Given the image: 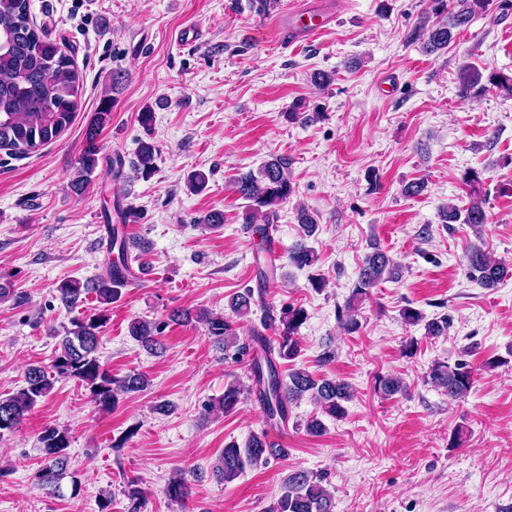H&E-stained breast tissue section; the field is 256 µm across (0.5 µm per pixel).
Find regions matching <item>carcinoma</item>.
Wrapping results in <instances>:
<instances>
[{
  "mask_svg": "<svg viewBox=\"0 0 512 512\" xmlns=\"http://www.w3.org/2000/svg\"><path fill=\"white\" fill-rule=\"evenodd\" d=\"M431 14L439 21L430 25L424 20L419 25L418 36L424 48L434 52L448 47L455 32L465 27L478 14L502 13L512 9V0H430ZM83 78L71 55L63 46L53 42L39 32L30 19L29 0H0V150L16 158L36 152L52 142L73 121L79 107ZM502 96L512 97V74L482 71L465 65L458 74V93L464 98L475 97L489 89ZM111 107L103 104L87 132V145L79 159L77 175L71 182L72 190L84 192L88 177L99 162L100 148L96 144L97 130L108 123ZM154 145L139 144L134 172L147 179L155 172ZM236 191L240 198L248 201L244 223L254 226L253 233L264 241L279 217L282 205L288 203L295 188L288 172V159L278 157L266 162L258 172H248L236 180ZM475 228L486 223L483 201H472L466 213L456 206H446L441 211L444 224L459 220ZM297 221L304 236L315 234L317 220L303 207L297 210ZM111 247L121 253L120 261L111 262L105 271L86 284L76 280L63 281L57 287L61 303L68 309L79 307L93 295L99 304L98 313L75 317L70 326L64 328L56 355L51 365L28 366L24 372V386L12 394L0 396V437L19 430L31 411L54 387L55 382L72 379L88 390L90 402L103 412H109L119 396L138 393L148 385L144 373H131L117 378L105 368L98 356L102 333L108 323L107 311L121 296L122 289L131 285L130 272L125 256L129 244L123 238L119 224L109 228ZM359 266L350 295L338 308V322L342 329L352 334L359 330L358 307L370 290L384 280L399 277L396 262L378 244L370 245ZM465 257L470 277L485 288H495L512 269L492 257L480 246L471 245ZM288 263L305 268L317 261L315 251L303 243L295 244L287 255ZM258 266L260 288H246L234 294L227 304L230 314L200 311L192 314L188 310L172 309L168 320L175 324L191 321L204 325L207 335L223 345L224 352H233L238 359L250 354V346L237 344L233 319L250 320L255 309L261 310L260 327H251L253 341L261 353L251 354L250 379L255 384L258 401L266 424L278 428L288 422V408L308 396L316 407L331 418L345 415V403L354 397L351 385L338 378L314 376L305 368L298 367L283 377L279 371L280 361H292L300 352L299 330L307 321L308 314L301 306L291 304L276 307L268 301L265 285L275 281L281 266L255 257ZM450 321L443 315L425 324L427 335L440 337L448 333ZM273 331L276 342H271L265 332ZM129 335L147 349H157L156 334L160 327L134 319L128 326ZM426 382L458 401L466 398L474 384V371L466 362L454 364L436 361L429 368ZM375 388L386 396L404 392L403 381L391 375L377 376ZM243 390L237 383L224 389L218 402L224 412H231L241 403ZM38 441L46 464L35 473L37 483L55 488L65 474L71 440L68 432L57 427H46ZM288 456V449L268 439L267 432L253 434L244 446H225L213 467V475L226 483L239 478L246 469L268 464L272 460ZM324 477L304 469H293L288 473L281 494L271 503L266 512H334V495L323 485ZM190 486L184 473L173 474L165 487L168 499L182 502L188 496ZM124 494L131 503L132 512H139L143 498L142 488L135 480L127 481Z\"/></svg>",
  "mask_w": 512,
  "mask_h": 512,
  "instance_id": "1",
  "label": "carcinoma"
}]
</instances>
